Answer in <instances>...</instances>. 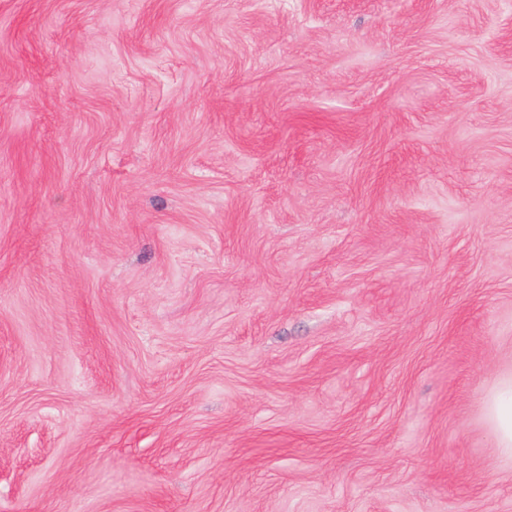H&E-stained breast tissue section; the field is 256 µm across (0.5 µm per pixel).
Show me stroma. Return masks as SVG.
<instances>
[{
    "label": "stroma",
    "instance_id": "1",
    "mask_svg": "<svg viewBox=\"0 0 512 512\" xmlns=\"http://www.w3.org/2000/svg\"><path fill=\"white\" fill-rule=\"evenodd\" d=\"M512 0H0V512H512ZM487 415L497 448L512 458V378L500 381L489 394Z\"/></svg>",
    "mask_w": 512,
    "mask_h": 512
}]
</instances>
